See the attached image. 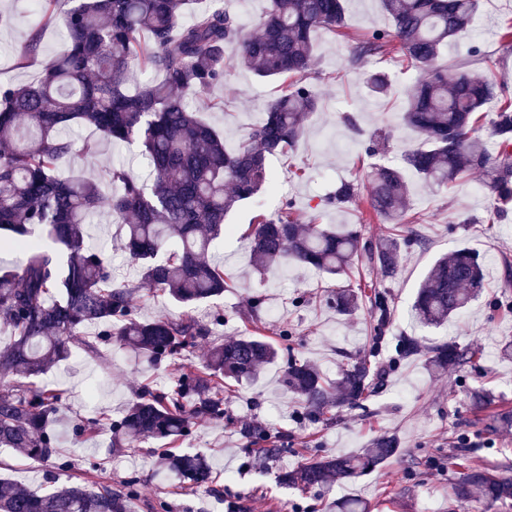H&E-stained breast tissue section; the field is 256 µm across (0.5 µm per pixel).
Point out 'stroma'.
I'll return each mask as SVG.
<instances>
[{
	"instance_id": "obj_1",
	"label": "stroma",
	"mask_w": 512,
	"mask_h": 512,
	"mask_svg": "<svg viewBox=\"0 0 512 512\" xmlns=\"http://www.w3.org/2000/svg\"><path fill=\"white\" fill-rule=\"evenodd\" d=\"M0 12L11 18L10 24L0 27V82H30L60 48V30L44 31L35 59L24 64L20 55L38 21L34 6L31 0H0ZM508 23L512 24V0H483L470 35L448 48L441 65L471 61L475 49L480 56L472 61L475 70L488 69L512 82V44L497 35ZM389 28L378 0H346L342 32L315 33L317 52L308 80L322 96V109L308 120L293 159L268 157L275 189L242 201L227 218L231 233L210 253L211 261L223 266L231 288L211 304L196 308L178 306L161 294L137 296L140 318L192 317L208 325V336L183 352L180 370L165 362L153 366L139 361L118 342L106 347L99 359L72 348L66 360L33 380L34 386L52 384L61 392L53 425L59 440L56 456L41 462L0 448V476L35 492L45 490L44 476L50 471L63 485L103 475L118 487L136 476L141 488L127 500V512H225L231 500L241 512H336V501L345 498L368 500L372 512H464L448 499L450 485L463 467L481 465L512 476V427L488 433V413L474 408L469 398L470 389L481 388L493 397V410L512 411V361L501 360L497 351L500 342L512 339V286H505L503 280L504 264L512 262V208L500 220L490 221L494 202L480 192L478 177L436 189L407 174L406 213L417 218L423 245L401 248L395 277H385L370 266L352 269L345 276V283L389 298L392 319L378 345L372 341L367 311L343 316L329 304L327 291L335 286V277L294 264L257 270L242 238L258 212L273 213L288 200L305 214L318 208L322 223L351 225L361 229L364 239L379 238L382 222L369 207V168L375 162L400 163L405 152L421 143L415 131L397 121L403 104L399 91L419 78V70L402 69L391 59L351 60L356 38ZM380 68L388 72L397 94L384 98L370 94L366 77ZM277 90V81L234 69L210 93L221 100V107L204 117L224 136L239 139L258 121ZM371 143L377 153L369 158L365 149ZM118 162L139 178L149 174L139 148L127 144L102 143L92 162L77 158L73 164L100 176ZM344 179L357 181L356 198L342 206L327 203L328 194ZM89 234L90 246L105 249L118 280H137L118 225L101 215ZM461 248L483 259L488 289L447 325L417 328L410 305L423 277L436 258ZM249 296L262 299L258 318L250 321L245 318ZM300 296L305 299L301 305L296 302ZM281 325L293 328L291 338L275 335V327ZM258 333L271 337L281 359L264 367L256 380L228 386L223 420H198L182 442L183 448H198L208 455L215 492L180 488L178 479L158 465L152 444L123 452L109 448L107 433H81V426L101 414L121 417L143 385L170 389L179 371L195 370L206 361L213 345ZM406 338L425 346L472 343L482 347L483 355L462 370L434 375L420 357L393 362L395 346ZM288 352L334 380L345 363L364 357L381 378L361 406L340 409L334 421L323 423L306 416L300 397L282 385L283 356ZM247 426L278 441L285 453L273 460L251 458L243 436ZM384 432L396 436L401 452L366 476L334 482L327 492H303L279 481L280 473L299 466L304 454H355Z\"/></svg>"
}]
</instances>
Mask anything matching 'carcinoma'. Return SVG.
<instances>
[{
    "label": "carcinoma",
    "instance_id": "1",
    "mask_svg": "<svg viewBox=\"0 0 512 512\" xmlns=\"http://www.w3.org/2000/svg\"><path fill=\"white\" fill-rule=\"evenodd\" d=\"M38 0V28L22 57L38 52L44 29L61 25L63 43L28 84L0 83V230L10 238L0 246L19 247L23 262L0 270V323L13 339L0 347V373L19 377L0 390V447L32 460L57 453L50 429L59 397L33 388L25 379L47 373L81 343L101 357L97 346L80 336L87 323L100 327V339L123 343L151 362L174 361L208 328L192 318L145 320L137 316L133 294L161 291L191 307L224 293V270L210 262L211 244L229 226L226 216L243 200L272 187L266 160L293 153L304 124L321 101L306 82L315 42L313 32L341 27L344 0H266L258 33L244 31L224 0ZM392 30L376 31L353 47V60L396 57L422 76L407 91L398 120L418 132L425 146L404 154L402 165L374 164L370 208L388 224L406 223L405 171L425 183L447 188L477 172L495 199L512 200V96L507 81L474 74L462 67L453 74L439 65L448 43L469 34L481 0H380ZM191 19H185L186 15ZM156 78L131 93L133 65ZM242 67L261 78L281 81L280 93L264 118L234 143L228 142L187 99L202 98ZM372 93L387 95L385 72L369 75ZM498 103L491 149L481 134L483 107ZM74 126L97 138L78 143ZM142 146L152 181L114 165L101 181L63 171L72 154L87 159L100 142ZM107 214L122 229V242L139 279L119 281L102 256L86 242V225ZM256 267L294 261L330 276L357 264L376 265L386 277L397 274L399 241L388 231L378 242L363 240L358 229L302 223L287 201L270 215L259 214L245 234ZM484 266L466 249L439 257L428 270L412 309L424 328H437L460 314L484 288ZM336 311L351 316L370 304L373 330L389 324L387 298H365L348 286L329 291ZM478 350L448 342L428 351L426 366L441 374L465 366ZM278 357V349L255 336L225 342L202 367L179 377L167 391L144 387L123 416L109 422L112 446L134 450L161 442L165 468L190 486L210 488L212 468L200 452L176 445L192 433L197 420L224 419V381L254 380ZM377 374L357 359L334 382L313 365L291 360L284 386L303 398L307 415L336 418L333 410L366 398ZM399 454L396 438L379 435L361 452L312 458L281 481L303 490L324 488L376 470ZM135 478L114 488L108 481L84 479L37 493L0 478V512H125L126 499L138 494ZM451 497L465 509L490 508L512 499V478L469 466L451 485Z\"/></svg>",
    "mask_w": 512,
    "mask_h": 512
}]
</instances>
